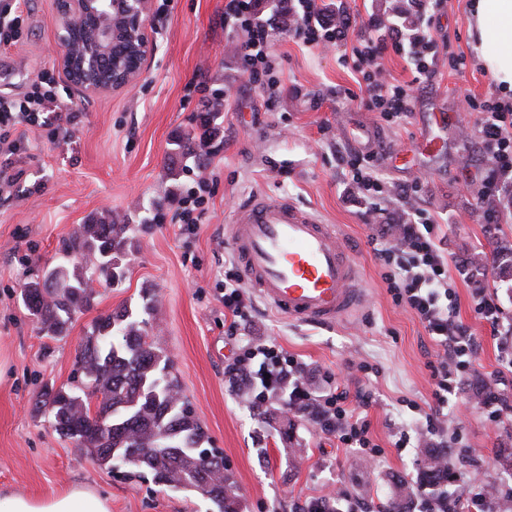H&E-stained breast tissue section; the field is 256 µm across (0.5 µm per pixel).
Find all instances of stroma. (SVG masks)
Here are the masks:
<instances>
[{"label": "stroma", "instance_id": "stroma-1", "mask_svg": "<svg viewBox=\"0 0 512 512\" xmlns=\"http://www.w3.org/2000/svg\"><path fill=\"white\" fill-rule=\"evenodd\" d=\"M398 0H325L328 11L345 8L355 19L350 38L365 34L370 15L389 16ZM157 49L141 77L116 92L88 96L69 84L56 61L55 0H25L19 43L0 50V96L23 97L43 72L54 75L77 114L68 138L49 140L42 128L19 126L27 150L16 156L27 186L0 198V492L49 497L78 486L106 496L112 512H206L197 493L172 491L108 473L83 450L60 438L36 415L44 385H69L75 360L95 319L124 306L137 307L144 290L159 297L151 322L175 363L196 417L236 481L242 512H293V505L342 490L349 503L370 499L388 512L395 484L415 485L403 502L412 512L430 479L422 451L396 448L401 432L415 434L433 402L429 364L438 347L415 314L394 304L375 261L371 239H391L405 213L425 209L437 224L455 290L456 315L480 342L450 400L448 467L459 479L450 495L468 496L470 471L497 486V512H512V373L501 372V337L474 311L486 293L500 325L512 326V277L498 275L493 250L512 238V195L484 198L488 174L475 136L478 113L461 103L496 92L497 83L478 62L481 51L468 19L473 0H445L432 22L440 54L466 59L443 70L416 93L412 112L398 122L381 120L361 99L357 73L341 49L311 48L288 34L273 38L271 65L283 93L267 108L261 90L247 84L225 30L224 0H153ZM228 92L217 120L201 125L207 110L193 81ZM211 140L201 162L216 177L207 214L193 238L174 224L156 223L190 185L196 162L182 155L185 135ZM436 146L418 148L421 138ZM373 151L386 183L422 179L418 200L392 198L365 219L366 201L336 165V147ZM261 192L288 198L335 225L340 242L362 269L367 300L332 326L289 321L261 299L242 334L254 343L281 346L306 364L305 377L321 386L332 376L373 394L366 411L375 453L348 448L316 430L279 397L252 408L224 374L233 347L224 334V273L233 253L224 226L238 202ZM137 225L125 280L100 285L89 308L78 312L65 335L48 338L29 319L21 289L38 270L55 264L79 225L105 212ZM496 223H487V215ZM507 404L498 423L476 392Z\"/></svg>", "mask_w": 512, "mask_h": 512}]
</instances>
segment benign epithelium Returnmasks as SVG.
Listing matches in <instances>:
<instances>
[{"instance_id": "benign-epithelium-1", "label": "benign epithelium", "mask_w": 512, "mask_h": 512, "mask_svg": "<svg viewBox=\"0 0 512 512\" xmlns=\"http://www.w3.org/2000/svg\"><path fill=\"white\" fill-rule=\"evenodd\" d=\"M57 63L68 81L99 95L135 82L152 56V0H57Z\"/></svg>"}]
</instances>
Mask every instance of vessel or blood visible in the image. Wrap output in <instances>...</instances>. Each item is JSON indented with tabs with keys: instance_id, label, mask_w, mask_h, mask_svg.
I'll return each mask as SVG.
<instances>
[{
	"instance_id": "1",
	"label": "vessel or blood",
	"mask_w": 512,
	"mask_h": 512,
	"mask_svg": "<svg viewBox=\"0 0 512 512\" xmlns=\"http://www.w3.org/2000/svg\"><path fill=\"white\" fill-rule=\"evenodd\" d=\"M224 240L246 284L288 319L332 325L362 299L361 271L334 227L289 199L250 196L225 225Z\"/></svg>"
}]
</instances>
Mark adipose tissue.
I'll use <instances>...</instances> for the list:
<instances>
[{
  "instance_id": "ef3b65f1",
  "label": "adipose tissue",
  "mask_w": 512,
  "mask_h": 512,
  "mask_svg": "<svg viewBox=\"0 0 512 512\" xmlns=\"http://www.w3.org/2000/svg\"><path fill=\"white\" fill-rule=\"evenodd\" d=\"M470 30L483 51L480 62L501 89L512 93V0H475ZM0 512H111L108 498L72 488L47 498L0 495Z\"/></svg>"
}]
</instances>
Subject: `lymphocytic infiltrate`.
Instances as JSON below:
<instances>
[{
	"label": "lymphocytic infiltrate",
	"instance_id": "lymphocytic-infiltrate-1",
	"mask_svg": "<svg viewBox=\"0 0 512 512\" xmlns=\"http://www.w3.org/2000/svg\"><path fill=\"white\" fill-rule=\"evenodd\" d=\"M418 17V28L408 30L370 17L367 26L371 36H360L351 47L353 69L360 74L367 93L366 107L387 121L408 116L412 110L415 87L433 84L438 74L439 51L431 33V19L442 0H409ZM257 0H225L224 25L241 35L235 49L237 65L248 84L261 87L268 103L280 97V82L272 75L269 48L273 35L288 29L306 46L327 48L347 43L353 25L349 14L340 11L327 17L317 0H288L282 13L261 17ZM402 56L413 74L411 83H391L381 63L386 50ZM55 106L56 125H49L45 116L48 106ZM485 114L477 132L489 167L483 194L500 195L512 189V103L490 96L478 105ZM76 117L68 102L59 100L55 82L49 74L34 81L30 94L22 99L0 97V194L12 193L27 179L24 169L15 167L13 158L23 153L26 141L18 134L19 126L48 128L50 139L69 135V125ZM336 163L355 184L371 207H378L388 196L418 197L420 183L386 186L379 177L376 153L355 152L337 148ZM211 185L200 178L196 187L187 190L177 201L170 221L180 233L191 236L205 215V196ZM436 225L420 209L414 210L409 222L400 225L392 240H373V255L383 267V278L396 305L413 312L430 338L442 350L430 365L434 380V404L417 433V445L426 444L438 435L446 423L445 409L458 386L461 371L476 353V341L468 327L456 318L457 297L448 286V259L442 252ZM238 269H229L224 279V307L232 315L225 334L236 338L242 323L251 316L253 303L242 287ZM246 388L252 406H263L274 393H283L288 409L301 413L322 433L336 437L349 447L360 449L372 445L369 424L353 415L346 407L350 396L338 382L317 391L304 375L302 362L274 344H249L242 354L224 367Z\"/></svg>",
	"mask_w": 512,
	"mask_h": 512
}]
</instances>
